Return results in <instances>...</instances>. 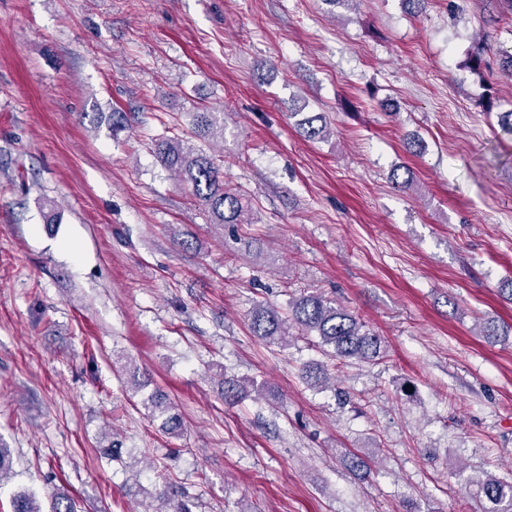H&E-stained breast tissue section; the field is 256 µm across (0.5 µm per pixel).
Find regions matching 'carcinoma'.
<instances>
[{"mask_svg":"<svg viewBox=\"0 0 512 512\" xmlns=\"http://www.w3.org/2000/svg\"><path fill=\"white\" fill-rule=\"evenodd\" d=\"M298 118L300 134L309 141L322 139L328 133L324 113L290 112ZM194 133L202 138L224 130V119L215 112H196L193 115ZM155 154L160 162L174 172L178 182L187 186L192 195L207 211L214 224L234 226L251 223L250 210L243 197L224 182V172L216 160L203 152L185 150L182 139L162 136L155 140ZM253 336L270 344L288 343L290 328L303 333L315 332L321 344L332 348L331 356L339 359L355 358L367 363L379 360L385 351L380 336L372 332L347 309L321 294H309L288 303V315L276 308L256 304L249 313ZM302 377L312 387H322L329 379L328 368L322 363L307 364ZM152 413L161 415L170 405L163 394L151 393L143 400ZM482 496L490 503L489 512H512V482L488 477L478 483ZM153 512H190L183 500H174L168 491L155 496ZM13 512H43L35 497L21 493L13 497Z\"/></svg>","mask_w":512,"mask_h":512,"instance_id":"obj_1","label":"carcinoma"}]
</instances>
